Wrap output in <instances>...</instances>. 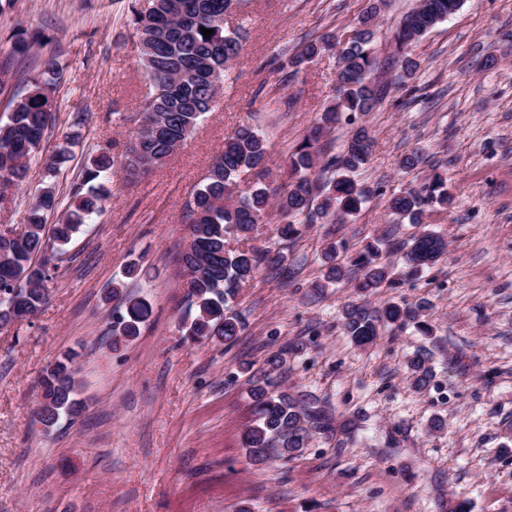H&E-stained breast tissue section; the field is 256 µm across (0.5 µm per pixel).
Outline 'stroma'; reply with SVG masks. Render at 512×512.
Instances as JSON below:
<instances>
[{"label": "stroma", "mask_w": 512, "mask_h": 512, "mask_svg": "<svg viewBox=\"0 0 512 512\" xmlns=\"http://www.w3.org/2000/svg\"><path fill=\"white\" fill-rule=\"evenodd\" d=\"M417 0H244L230 15L241 50L224 92L165 164L131 181L114 174L102 212L57 257L48 302L31 319L0 329V512H512V0H464L406 52L391 37ZM148 0H0V119L27 93L47 58L60 68L56 124L42 151L80 138L56 179L70 203L85 163L102 146L120 156L149 93L133 12ZM377 11L374 77L387 87L360 119L373 139L359 185L374 194L340 224H305L283 243L298 269L287 284L261 272L232 308L244 321L233 344L186 340L180 254L184 204L242 122L268 141L270 185L283 158L336 98L337 56L326 51L286 76L297 46L344 36ZM418 64L399 84L402 59ZM89 121L74 127L76 113ZM419 151L415 169L403 155ZM442 173L451 208L429 207L425 229L446 252L428 271L370 296L430 304L434 333L383 332L358 350L340 328L354 299L344 281L324 294L321 249L345 243L409 242L416 229L390 213L391 194ZM43 169L0 200V228L22 232ZM140 277H129V263ZM146 300L136 339L113 344L115 282ZM287 356L283 390L316 398L333 431L280 466L247 464L242 434L253 419L249 375L270 353ZM429 349L433 381L414 390L406 362ZM76 352L86 408L44 431L33 418L44 370ZM250 362V374L239 371ZM441 419L443 430L429 427Z\"/></svg>", "instance_id": "stroma-1"}]
</instances>
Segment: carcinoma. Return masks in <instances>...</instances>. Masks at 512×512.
I'll use <instances>...</instances> for the list:
<instances>
[{
  "label": "carcinoma",
  "instance_id": "obj_1",
  "mask_svg": "<svg viewBox=\"0 0 512 512\" xmlns=\"http://www.w3.org/2000/svg\"><path fill=\"white\" fill-rule=\"evenodd\" d=\"M240 2L150 0L146 9L133 11L139 58L149 81L141 116L151 115L162 131L146 144L137 133L126 145L119 170L128 179L140 177L141 153L151 157L153 167H160L211 111L215 99L210 88L216 82L224 83L241 48L240 33L225 28L227 10ZM462 2L419 0L396 28L395 45L404 50L455 14ZM203 27L213 30L211 36H203ZM374 35V14L370 13L344 37L328 35L308 41L283 64L285 68L297 67L333 48L338 57L336 100L326 107L321 122L289 154L285 166L291 172V181L284 188L270 189L265 185L267 140L244 123L225 140L224 152L186 201L189 238L180 261L183 287L187 288L186 297L193 309L182 323L186 339L198 343L213 339L233 342L243 329V321L230 312L229 303L240 288L264 268L284 281L294 277L281 249L251 244L257 225L270 212H275L278 220L274 226L276 239L291 241L299 234V217H304L306 224L334 223L359 212L371 195L355 180V174L369 160L372 145L369 131L355 124V116L371 111L380 96L372 77ZM58 75L55 59H46L42 77L33 79L30 90L14 101L7 121L0 122V189L6 190L25 179L27 163L52 125V94ZM342 121L354 126L345 151L337 156L323 152L318 142ZM68 154V147L62 146L45 158L49 175H58ZM115 172L110 153L93 155L81 186L73 192L74 209L66 219L47 224V215L59 207L55 188L48 185L30 206L27 231L15 235L0 229V328L15 323L23 315H34L47 303L51 270L57 269L53 262L79 232L82 219L103 210L104 183ZM243 172L255 178L254 184L246 189L237 182ZM452 203L447 180L436 172L421 187L391 195L387 208L419 224L426 206L448 208ZM231 240L236 241V247L229 246ZM446 249L447 241L434 231L424 230L412 236L402 255L403 275L424 273ZM323 257L326 271L314 285L315 290L323 291L342 280H351L355 293L362 298L360 302H348L341 314V330L355 347L365 349L373 345L384 327H412L422 336L433 335V326L425 319L426 301L369 305L367 297L399 283L391 267L380 261L376 244H366L348 266L338 262V247L332 242L324 248ZM112 299L119 301L121 307L112 325L115 340L129 341L139 336L141 325L150 314L148 303L125 295L120 282L113 283ZM299 350V344L290 343L270 354L265 360L264 374L257 379L249 378L254 419L243 432L242 446L251 466L276 462L285 465L302 456L311 436L331 432L329 419L318 403L295 398L279 387L277 372L285 356ZM74 358L72 353L64 355L42 375L38 414L40 423L48 429L63 419L72 420L83 407ZM429 360V351L421 348L407 362L408 378L418 390L431 381Z\"/></svg>",
  "mask_w": 512,
  "mask_h": 512
}]
</instances>
